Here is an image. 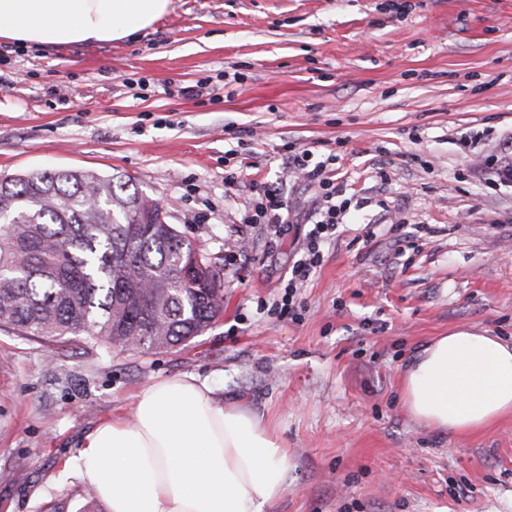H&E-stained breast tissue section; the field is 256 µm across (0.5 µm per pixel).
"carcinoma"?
<instances>
[{
  "label": "carcinoma",
  "mask_w": 512,
  "mask_h": 512,
  "mask_svg": "<svg viewBox=\"0 0 512 512\" xmlns=\"http://www.w3.org/2000/svg\"><path fill=\"white\" fill-rule=\"evenodd\" d=\"M129 183L60 170L0 178V327L23 336L161 350L224 313L208 259ZM133 334L137 344L127 341Z\"/></svg>",
  "instance_id": "obj_1"
}]
</instances>
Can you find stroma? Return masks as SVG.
<instances>
[{
	"label": "stroma",
	"mask_w": 512,
	"mask_h": 512,
	"mask_svg": "<svg viewBox=\"0 0 512 512\" xmlns=\"http://www.w3.org/2000/svg\"><path fill=\"white\" fill-rule=\"evenodd\" d=\"M404 2L171 0L132 41L0 42V175L122 177L224 291L223 316L165 350L0 328V512H105L64 465L142 388L182 375L274 421L290 469L272 512H512V417L458 435L413 421L402 397L435 337L512 340V185L490 170L512 166V0ZM287 143L330 159L353 205L297 315L278 316L265 305L318 205L284 168ZM267 181L292 223L273 248L247 221ZM237 233L249 259L232 273Z\"/></svg>",
	"instance_id": "stroma-1"
}]
</instances>
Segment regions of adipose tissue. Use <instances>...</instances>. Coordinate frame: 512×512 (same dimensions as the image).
<instances>
[{
    "instance_id": "obj_1",
    "label": "adipose tissue",
    "mask_w": 512,
    "mask_h": 512,
    "mask_svg": "<svg viewBox=\"0 0 512 512\" xmlns=\"http://www.w3.org/2000/svg\"><path fill=\"white\" fill-rule=\"evenodd\" d=\"M171 0H0V39L59 46L134 38ZM403 402L419 424L456 434L512 415V343L473 332L434 338L407 365ZM80 477L107 512H271L288 491L289 451L274 423L217 399L193 376L136 395L133 419L101 422Z\"/></svg>"
}]
</instances>
